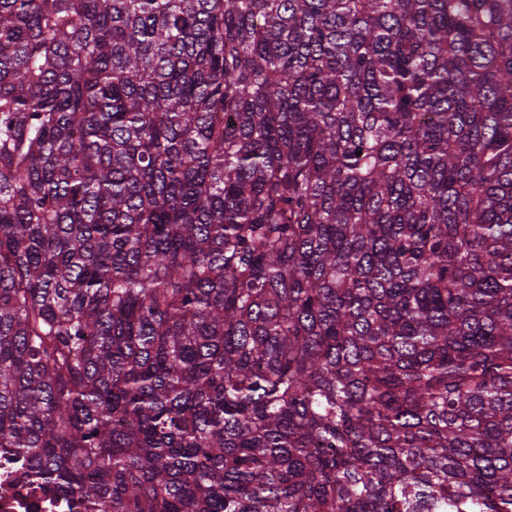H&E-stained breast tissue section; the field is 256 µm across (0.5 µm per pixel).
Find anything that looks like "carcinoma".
I'll list each match as a JSON object with an SVG mask.
<instances>
[{
  "mask_svg": "<svg viewBox=\"0 0 512 512\" xmlns=\"http://www.w3.org/2000/svg\"><path fill=\"white\" fill-rule=\"evenodd\" d=\"M0 452L512 512V0H0Z\"/></svg>",
  "mask_w": 512,
  "mask_h": 512,
  "instance_id": "cac0c4a2",
  "label": "carcinoma"
}]
</instances>
